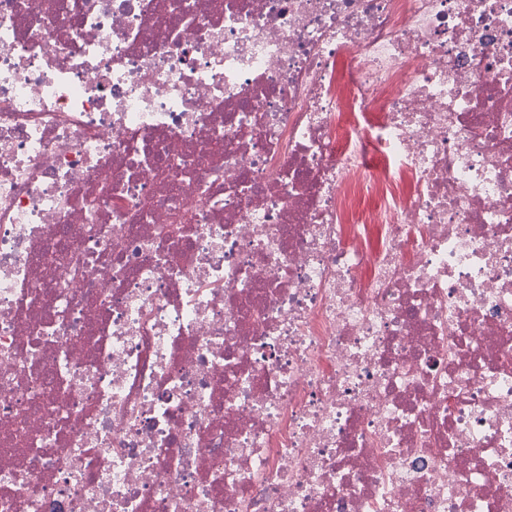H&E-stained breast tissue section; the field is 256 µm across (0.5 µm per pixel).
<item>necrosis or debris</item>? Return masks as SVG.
<instances>
[{
  "mask_svg": "<svg viewBox=\"0 0 512 512\" xmlns=\"http://www.w3.org/2000/svg\"><path fill=\"white\" fill-rule=\"evenodd\" d=\"M0 512H512V0H0Z\"/></svg>",
  "mask_w": 512,
  "mask_h": 512,
  "instance_id": "4bbe7bcc",
  "label": "necrosis or debris"
}]
</instances>
